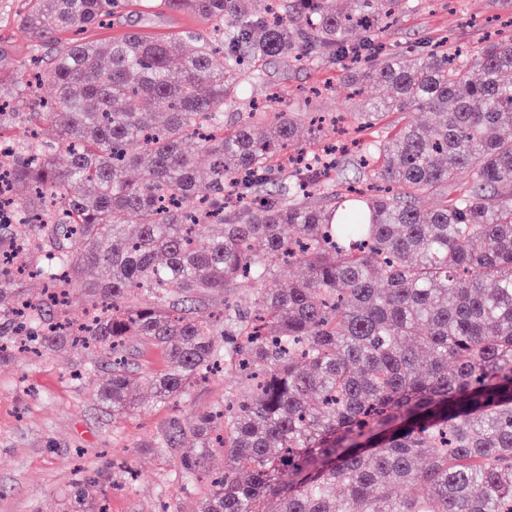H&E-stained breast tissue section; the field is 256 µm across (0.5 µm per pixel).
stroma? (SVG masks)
<instances>
[{"label":"stroma","instance_id":"35a3bbf8","mask_svg":"<svg viewBox=\"0 0 512 512\" xmlns=\"http://www.w3.org/2000/svg\"><path fill=\"white\" fill-rule=\"evenodd\" d=\"M20 10L21 0H0V50L13 63L33 50L20 26ZM202 26L190 16L131 12L88 30L86 37L104 44L134 29L163 35ZM511 34L512 10H498L491 0H416L415 8L385 32L383 43L394 57L412 46L427 51L442 42L471 48ZM352 66L351 60L328 54L304 64L274 60L239 108L226 111L225 120L233 122L255 102L336 115L387 98L386 87L372 82L349 86L344 75ZM94 358V352L66 348L45 359L20 353L0 366V512H70L85 475L97 476L108 512H157L162 501L172 512H195L206 488L200 484L188 491L179 478L180 459L191 452L192 441L163 462L149 443L173 419L222 403L227 379L215 376L195 384L191 400L177 407L145 405L148 378L164 369L166 360L160 350L144 349L139 357L144 378L134 391L140 404L116 418L96 396L105 372H83Z\"/></svg>","mask_w":512,"mask_h":512}]
</instances>
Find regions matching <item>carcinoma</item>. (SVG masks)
Instances as JSON below:
<instances>
[{
  "label": "carcinoma",
  "mask_w": 512,
  "mask_h": 512,
  "mask_svg": "<svg viewBox=\"0 0 512 512\" xmlns=\"http://www.w3.org/2000/svg\"><path fill=\"white\" fill-rule=\"evenodd\" d=\"M273 4L148 0L219 37L131 31L102 45L81 34L129 0H23L22 26L50 56L0 79V141L22 146L0 152V206L18 215L0 223V363L19 344L95 349L114 417L134 406L143 346L167 358L154 405L187 401L219 364L236 374L224 406L152 443L163 458L196 440L181 478L207 484L197 512H512V37L388 57L380 36L410 0H290L284 18ZM357 33L380 59L347 80L390 88L353 113L357 127L417 110L430 123L392 128L364 187L334 190L303 151L276 182L297 127L316 143L322 120L253 109L228 125L224 108L269 61L343 54ZM32 77L51 99L32 97ZM86 262L107 277L83 285L75 319L67 298ZM295 265L307 277L279 287ZM251 290L250 309L231 302ZM219 292V314L197 315ZM217 451L224 471L201 470ZM97 493L82 479L77 512H105Z\"/></svg>",
  "instance_id": "1"
}]
</instances>
